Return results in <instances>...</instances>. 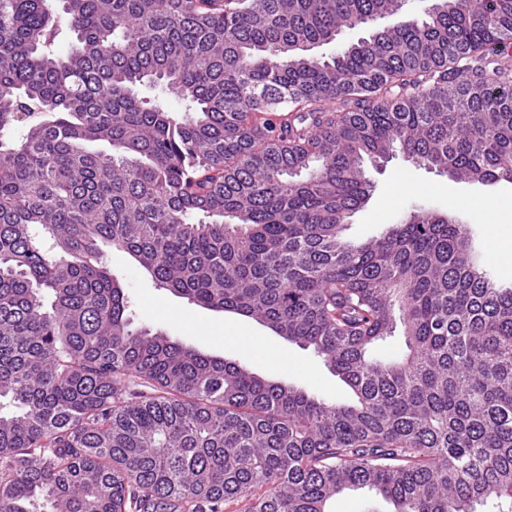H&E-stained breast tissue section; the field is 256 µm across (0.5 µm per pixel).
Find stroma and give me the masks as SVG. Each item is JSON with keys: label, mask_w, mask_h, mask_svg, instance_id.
I'll return each mask as SVG.
<instances>
[{"label": "stroma", "mask_w": 512, "mask_h": 512, "mask_svg": "<svg viewBox=\"0 0 512 512\" xmlns=\"http://www.w3.org/2000/svg\"><path fill=\"white\" fill-rule=\"evenodd\" d=\"M366 173L373 192L369 202L350 218L346 239L361 242L379 237L388 225L418 208L439 210L466 225L472 251L482 268L499 286L512 288V258H504L496 246L500 226L487 223L470 205L471 200L480 198L512 201V183L483 185L453 180L399 154L382 167L367 166ZM107 263L130 302L133 328L162 333L317 397L339 403L351 401L350 389L313 348L287 341L255 320L215 312L176 297L158 287L126 254L109 253Z\"/></svg>", "instance_id": "obj_1"}]
</instances>
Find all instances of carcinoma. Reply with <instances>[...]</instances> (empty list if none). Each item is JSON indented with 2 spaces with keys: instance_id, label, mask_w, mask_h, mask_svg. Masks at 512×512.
<instances>
[{
  "instance_id": "cac0c4a2",
  "label": "carcinoma",
  "mask_w": 512,
  "mask_h": 512,
  "mask_svg": "<svg viewBox=\"0 0 512 512\" xmlns=\"http://www.w3.org/2000/svg\"><path fill=\"white\" fill-rule=\"evenodd\" d=\"M61 2L0 0V512H512V288L438 211L343 236L368 161L512 183V0ZM105 247L351 402L130 329ZM392 22L391 19H380L373 23L371 29H354V30H346L340 36H338L336 41L328 45L321 46L320 48L315 49L317 53L323 56H332L336 54V52L343 47H346L350 44L356 43L360 38L367 37L372 30H378L383 28L384 26L389 25ZM333 512H390L393 506L368 490H358L336 498L330 504Z\"/></svg>"
}]
</instances>
